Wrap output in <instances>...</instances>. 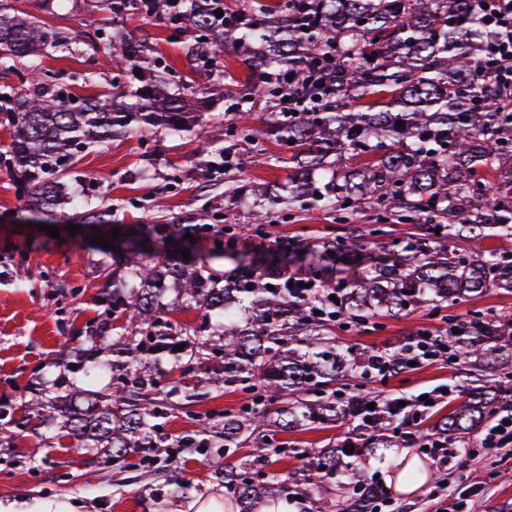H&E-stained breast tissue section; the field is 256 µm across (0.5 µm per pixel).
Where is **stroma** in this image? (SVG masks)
<instances>
[{"instance_id":"obj_1","label":"stroma","mask_w":512,"mask_h":512,"mask_svg":"<svg viewBox=\"0 0 512 512\" xmlns=\"http://www.w3.org/2000/svg\"><path fill=\"white\" fill-rule=\"evenodd\" d=\"M17 6L40 18L47 29L63 28L83 38L92 37L106 17L103 11L88 10L81 0H52L47 7L40 0H18ZM121 24L132 36L150 35L155 57L162 63L174 64L186 75L199 69V61L186 55L182 43L173 40L166 17L133 14L124 17ZM95 57V50L90 48L78 55L51 50L44 62L52 70L86 73L87 84L72 88L74 95L85 97L102 92L107 85ZM235 110L236 100L229 95L195 134L183 138L158 134L145 145L133 134L111 142L73 167L69 185L89 206L112 210L114 222L126 227L119 236L123 243L130 240L129 229L143 223L154 229L149 239L153 247H168L174 225L195 223L200 210H208L214 229L194 243L190 255L195 264L201 256L209 255L221 226L237 225L239 237L233 248L210 262L220 275L233 268L232 254L260 256L284 237L315 245L348 235L351 228H364L363 219H356L351 226L339 224L332 212L313 207L287 217L272 214L264 236L250 232L245 207L224 201L225 172L246 182L283 183L289 171L279 160L283 148L265 133L266 115L262 112L252 121L262 137L261 149H254L248 138H238L229 168L222 154L197 155L199 138L223 143V117ZM25 215L24 199L12 173L0 164V412L26 422L13 442L0 444V502L25 503L29 512H39L44 503L59 500L78 502L80 512H157L162 501L168 512H191L193 501L223 496L219 472L238 462L237 456H225L223 449L189 448L178 458L162 459L156 467L122 471L103 464L95 452L81 448L75 440L59 438L56 428L29 414L28 383L55 379L66 364L76 361L88 326L105 318L102 298L108 279L100 267L104 255L90 239L97 233L110 237L111 228L105 225L93 230L85 225L76 234H69L67 226L73 217L65 212L56 218L60 236L54 239L25 223ZM22 269L27 272L23 280L18 277ZM477 309L501 319L511 318L512 294L490 288L483 297L462 302L448 314L410 308L380 322L337 329L336 344L343 349L393 350L400 348L411 332L442 331L448 317L465 320ZM467 370L463 360L436 361L385 380L359 374L350 385L366 392L408 397L437 386H453L452 397L423 415L419 430L428 434L438 417L465 400L462 384ZM250 402L249 393L214 390L209 400L163 420L162 433L196 436L216 425L219 414L241 411ZM366 436V430L356 425H307L271 435L263 451L271 473L302 488L307 476L293 455L294 449L309 442L321 448L346 440L364 447L360 461L363 474L367 479H378L388 491L387 501L378 504L375 512H435L434 496L438 493L461 502L465 512H498L502 504H512V449L477 448L479 431L456 439L457 456L448 467L446 485L424 484L410 496L395 487L393 470L400 449L365 448ZM175 481L190 484L189 497L171 496Z\"/></svg>"}]
</instances>
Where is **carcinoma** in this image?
<instances>
[{"instance_id":"cac0c4a2","label":"carcinoma","mask_w":512,"mask_h":512,"mask_svg":"<svg viewBox=\"0 0 512 512\" xmlns=\"http://www.w3.org/2000/svg\"><path fill=\"white\" fill-rule=\"evenodd\" d=\"M17 0H0V73L18 83L0 84V127L11 129L6 163L23 191L28 224H39L64 204L87 224H107L108 209L86 210L82 200L61 194L63 179L80 153L131 132L149 141L157 131L181 137L207 119L203 109L224 97V63L214 46L222 42L249 49L246 68L258 75L240 83L235 96L245 112L224 119L227 154L240 129L258 107L271 113L266 134L289 149L294 170L277 187L255 182L226 185L236 201L252 197V230L262 235L270 211L324 207L342 221L357 215L377 225L408 221L418 237L384 246L385 259L340 279L338 314H330L319 288L306 296L284 286L280 276L297 273L330 288L329 254H292L255 266L235 258L246 279L220 277L207 263L187 268L167 253L112 252L123 270L112 280V319L124 318L112 337V360L99 358L101 328L85 337L87 354L78 368L85 381L112 373L106 405L59 410L79 444L95 448L106 464H123L157 448L161 421L172 410L200 401L208 392L162 389L165 375L206 377L195 386H224L253 394L252 405L224 414V455L254 439L259 430L288 431L303 425L361 422L371 441L387 448L403 439L391 432L382 412L361 420L364 393L336 397L339 381L367 365L370 352L336 348V322L365 324L374 314L427 306L433 312L474 299L488 288L512 294V254L473 250L470 242L512 239V90L482 63V44L491 37L473 0H238L235 19L219 18L214 0H90L116 17L146 10L165 15L186 54L206 62L205 81L183 80L173 68H157L154 49L121 29L102 27L96 38L116 50L111 91L71 100L78 72L50 73L41 58L49 47L74 50L76 37L49 31ZM308 31H303V28ZM374 60H369V57ZM304 103L301 112H277L288 93ZM401 124H396V121ZM364 159L356 168L344 159ZM448 232V244L435 229ZM353 257L363 235L326 242ZM195 304L198 327L187 330L170 318L176 308ZM322 312H317V307ZM224 316L222 343L205 336L212 315ZM459 333H453V329ZM448 342L483 372L512 358V320L473 312L468 322L448 319ZM184 345L183 351L173 348ZM467 399L441 415L432 427L450 435L467 433L492 414L484 393L465 388ZM291 400L271 416L268 404ZM304 468L320 479L342 475L352 494L323 512H369L386 498L342 446L296 448ZM410 486L431 479L419 460L399 470ZM293 489L266 471L257 453L224 470V503L234 512H264L271 500H290Z\"/></svg>"}]
</instances>
